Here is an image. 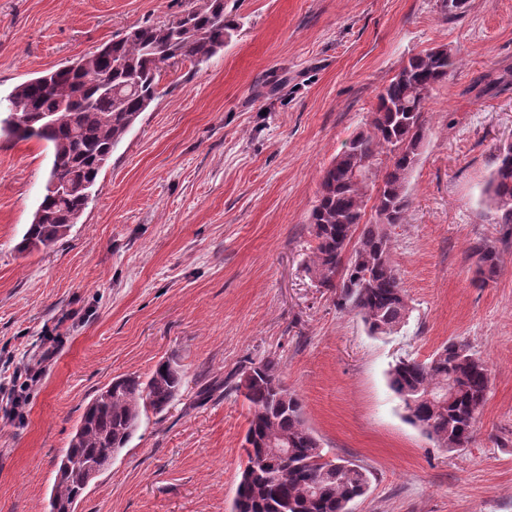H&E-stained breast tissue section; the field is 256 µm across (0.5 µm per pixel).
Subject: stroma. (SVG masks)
I'll return each instance as SVG.
<instances>
[{"label":"stroma","instance_id":"stroma-1","mask_svg":"<svg viewBox=\"0 0 512 512\" xmlns=\"http://www.w3.org/2000/svg\"><path fill=\"white\" fill-rule=\"evenodd\" d=\"M188 0H0V99ZM239 28L201 63L167 67L114 149L78 224L18 251L45 193V141L0 136V377L41 360L24 419L0 391V512H48L57 462L112 378L163 360L184 385L146 412L75 512H231L245 464L243 397L196 393L246 361H279L329 457L369 472L353 512H512V241L489 223L493 150L512 140V0H226ZM447 45L461 64L427 105L392 260L406 326L369 335L303 261L320 174L363 130L409 57ZM496 242L480 285L469 249ZM487 362L471 444L448 451L405 419L387 370L448 339Z\"/></svg>","mask_w":512,"mask_h":512}]
</instances>
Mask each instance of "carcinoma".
Here are the masks:
<instances>
[{
	"instance_id": "1",
	"label": "carcinoma",
	"mask_w": 512,
	"mask_h": 512,
	"mask_svg": "<svg viewBox=\"0 0 512 512\" xmlns=\"http://www.w3.org/2000/svg\"><path fill=\"white\" fill-rule=\"evenodd\" d=\"M468 0H440L445 17L465 12ZM238 28L226 0H197L173 20L130 29L75 63L18 85L8 99L0 132L14 134L25 116L31 136L51 144L49 179L32 223L18 244L22 252L48 247L66 237L82 217L98 177L114 148L155 98L161 70L170 62H202L224 47ZM457 65L446 45L410 57L379 91L367 128L354 135L323 169L308 224L314 240L304 269L318 288L337 289V304L356 310L372 336H392L408 323L410 305L391 259L390 228L405 220L408 179L428 136L426 105L433 90ZM48 83L52 91L44 90ZM494 169L485 186L490 223L512 236V147L493 152ZM376 193L369 194V186ZM375 222H363L369 200ZM478 281L499 273L496 246H472ZM248 403L244 452L232 510L251 512H346L367 491L366 470L350 461L325 462L320 440L306 425L298 395L283 382L279 361L250 363L224 381ZM388 384L406 419L449 451L466 448L490 388L488 366L469 344L448 341L425 361L396 360ZM183 385L180 369L165 360L143 379L126 375L99 389L87 404L64 459L95 462L126 447L141 415L167 410ZM424 393L430 403L414 409L407 398ZM84 494L78 477L56 480L52 512H68Z\"/></svg>"
}]
</instances>
